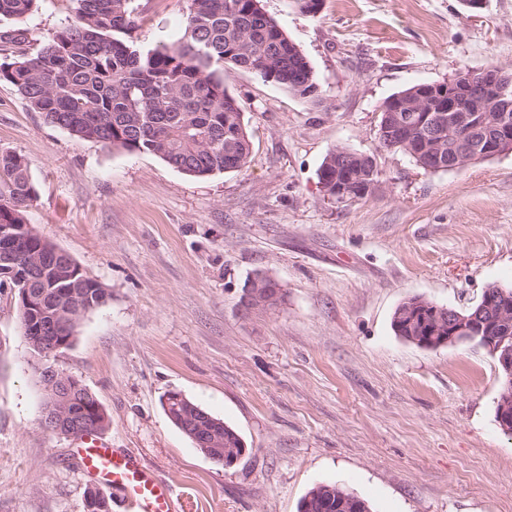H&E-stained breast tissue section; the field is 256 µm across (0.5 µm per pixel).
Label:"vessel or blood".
<instances>
[{
  "instance_id": "1",
  "label": "vessel or blood",
  "mask_w": 512,
  "mask_h": 512,
  "mask_svg": "<svg viewBox=\"0 0 512 512\" xmlns=\"http://www.w3.org/2000/svg\"><path fill=\"white\" fill-rule=\"evenodd\" d=\"M81 455L85 470L123 491L138 512H176L171 487L146 478L136 455L117 452L94 438L86 440Z\"/></svg>"
}]
</instances>
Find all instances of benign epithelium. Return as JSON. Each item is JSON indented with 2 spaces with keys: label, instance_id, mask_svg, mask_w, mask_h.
<instances>
[{
  "label": "benign epithelium",
  "instance_id": "1",
  "mask_svg": "<svg viewBox=\"0 0 512 512\" xmlns=\"http://www.w3.org/2000/svg\"><path fill=\"white\" fill-rule=\"evenodd\" d=\"M512 79L497 70L485 80H476L462 73L452 80L438 85L416 86L408 95H397L388 100L393 112L415 113V124L409 128L398 126L403 131L405 142L419 140L423 149L419 151V166L427 171L443 167L450 170L463 168L471 163L512 152V124L508 113L512 112ZM480 112L501 113L502 121L493 123L485 139L476 144L469 139V128L474 114ZM450 119L457 130L456 139L445 144L441 133L442 120ZM258 274L243 289L240 306L246 315L267 313L281 301L282 289L273 281L262 280ZM18 307L26 327V340L30 347L41 355H49L67 345L71 338L65 336L73 322L74 314L81 310L80 299H67L66 310L59 320L47 325L41 320L42 304L37 295L27 288L18 289ZM405 317L409 323L423 328L427 336L412 337L421 345L435 344L439 347L458 342H474L496 358L501 370L500 411L498 425L512 435V303L503 301L496 305V315L488 318L485 310L470 314L455 309L445 310L424 298L408 306ZM80 382L67 374L50 368L44 372L42 391L41 423L47 430L67 438L80 439L86 434V424L76 417L71 408V392ZM184 403L172 417L173 422L187 435L195 447L209 459L226 466L238 459L235 453L224 450V437L216 429L198 425V429L187 423L192 404L181 394L176 395Z\"/></svg>",
  "mask_w": 512,
  "mask_h": 512
}]
</instances>
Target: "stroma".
Returning a JSON list of instances; mask_svg holds the SVG:
<instances>
[{"label": "stroma", "instance_id": "stroma-1", "mask_svg": "<svg viewBox=\"0 0 512 512\" xmlns=\"http://www.w3.org/2000/svg\"><path fill=\"white\" fill-rule=\"evenodd\" d=\"M134 40L167 44L190 0H136ZM262 7L306 55L318 100L228 69L252 141L243 170L192 177L148 152L112 150L47 123L0 83V151L35 188L28 224L109 293L54 366L103 406L102 443L136 454L176 512H297L336 484L371 512H512V435L495 420V358L473 343L427 349L396 336L412 296L464 310L512 288V153L429 172L383 149L380 107L418 83L495 67L512 74V0H296ZM74 16L38 0L23 26L38 50ZM339 146L375 157L365 197L318 179ZM285 298L244 316L255 274ZM18 297L0 288V512H84L80 441L46 430ZM178 392L241 436L213 462L166 416ZM340 152L336 151V149L330 151L323 159L319 170H318V179L319 181L323 178L324 175L328 177L326 182L321 180L320 184L324 191H328V189H332L333 197L339 200H345L349 196V192L345 189V185L342 184L336 175V155H339ZM334 180H336V187H332L333 185L325 186V184H330Z\"/></svg>", "mask_w": 512, "mask_h": 512}]
</instances>
